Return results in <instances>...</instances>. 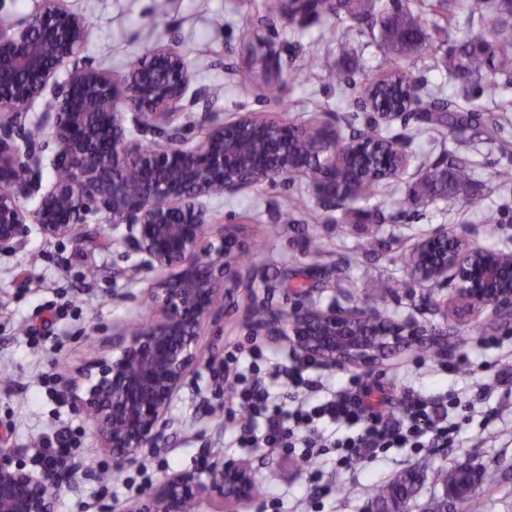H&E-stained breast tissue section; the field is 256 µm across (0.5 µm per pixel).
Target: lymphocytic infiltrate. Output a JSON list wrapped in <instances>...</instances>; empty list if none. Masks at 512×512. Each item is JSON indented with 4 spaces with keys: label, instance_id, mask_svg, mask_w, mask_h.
Segmentation results:
<instances>
[{
    "label": "lymphocytic infiltrate",
    "instance_id": "f902f5d3",
    "mask_svg": "<svg viewBox=\"0 0 512 512\" xmlns=\"http://www.w3.org/2000/svg\"><path fill=\"white\" fill-rule=\"evenodd\" d=\"M289 382L295 389V407L281 411L273 402L271 386ZM315 384L306 380L301 367H289L287 374L273 373L270 379L235 371L228 390L244 414L239 425L241 446L289 452L303 448L306 457L320 456L324 449L340 450L339 462L352 469L361 461H375L390 448H407L413 454L440 446L451 447L461 431L457 422L434 414L438 395L413 393L397 423L386 422L379 401L367 390L345 386L331 390L327 399L313 405L308 392ZM350 426L344 436L326 432L325 423Z\"/></svg>",
    "mask_w": 512,
    "mask_h": 512
}]
</instances>
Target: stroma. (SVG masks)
<instances>
[{
	"label": "stroma",
	"mask_w": 512,
	"mask_h": 512,
	"mask_svg": "<svg viewBox=\"0 0 512 512\" xmlns=\"http://www.w3.org/2000/svg\"><path fill=\"white\" fill-rule=\"evenodd\" d=\"M62 5L91 24L79 65L121 75L153 47L169 46L185 57L193 72L191 86L203 93L193 112L207 111L223 122L245 112L338 128L353 114L367 121V113L357 112L337 89L336 73L349 70L360 82L381 76L395 63L370 31L340 27L332 33L324 20L310 19L290 36L284 20L260 23L248 0H63ZM341 41L346 44L342 50L337 47ZM270 47L278 53L279 76L285 81L279 105L262 98V58ZM443 56L439 50L398 63L428 87L459 97L462 90L449 79ZM312 57L323 61V69H305ZM247 70L253 79L240 84L239 74ZM458 142L479 162L469 189L407 204L417 169L445 161L449 147ZM406 153L404 173L375 199L329 210L306 190L301 204L316 212L325 248L319 257L305 254L296 226L277 221L293 186L305 185L304 177L291 185L265 182L234 195L208 196L202 204L215 227H237L253 287L273 307L284 306L285 288L297 272L308 282L326 284V292L314 296L317 307L334 302L373 307L386 296L392 278L408 277L409 246L443 225L468 226L478 246L512 250V182L497 177L498 144L483 127L466 128L443 141L421 135ZM126 235L124 225L91 220L76 236L46 239L33 230L17 247L0 250V446L12 449L15 463L28 470L33 449L47 447L50 437L73 435L66 467L76 475L57 494L55 512H125L137 485L155 488L170 474L196 470L198 461L216 453L252 465L262 493L242 512H264L277 496L283 499L280 512H367L372 487L417 462V455L394 448L350 472L338 465L335 452H327L315 462L320 485L329 489L324 495L314 493L307 471L297 469L296 455L226 447L224 430L237 425L238 409L215 389L210 360L238 345H256L260 369L268 373L293 357L287 343L250 333L240 319L246 298L238 292L223 300V331L208 326L201 333V362L172 400L166 447L144 451L134 463L115 469L91 432V419L74 411L69 391L88 362L111 353L117 329L153 317L148 304L159 275L135 272L144 256ZM448 293L442 286L412 283L389 298L385 315L447 327L452 357L467 359L468 371H443L441 358L408 348L373 371L319 367L311 376L339 383L361 379L376 396L387 397L386 409L394 418L401 415L407 390L447 394L443 411L466 426L459 446L432 449L433 466L469 465L478 475V512H512V334L488 329L485 315L472 324L425 310L426 296L442 300ZM476 325L483 327V335L473 334ZM485 382L492 391L477 398L475 391Z\"/></svg>",
	"instance_id": "stroma-1"
}]
</instances>
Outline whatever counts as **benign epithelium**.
<instances>
[{"label": "benign epithelium", "instance_id": "obj_1", "mask_svg": "<svg viewBox=\"0 0 512 512\" xmlns=\"http://www.w3.org/2000/svg\"><path fill=\"white\" fill-rule=\"evenodd\" d=\"M89 35L86 21L43 0V10L25 27H0V181L11 186L0 193V249L19 244L28 225L46 237L73 235L90 215L127 224L138 252L151 268L163 272L154 289L155 318L135 330H118L112 355L89 363L83 384L72 392L78 409L93 418V434L115 466L138 458L145 450L166 447L164 418L174 395L186 384L199 360L198 337L207 324L220 326L219 292L253 288L243 277L236 254L239 240L230 230L210 240L212 220L199 199L214 191L234 194L288 175L290 123L267 122L264 150L243 156L232 131L261 124L249 113L231 122L202 124L203 137L188 144L184 100L190 86L189 66L176 50L159 46L132 64L123 77L92 67H76L63 82L59 68L76 58ZM56 165L72 177L55 181L41 194L36 209L23 200L33 188L29 179L39 164L38 136L26 130L29 105L46 89ZM135 110L134 129L123 109ZM157 139L146 152L135 151L132 132ZM345 146L332 140L322 158L330 181L343 166ZM148 174L137 196L125 182L132 167ZM479 248L471 232L439 229L419 240L410 273L424 283H454L459 312H487L512 327V285L503 289L496 265L476 262ZM224 285L220 290L214 284ZM314 286L289 289V307L271 311L261 322L245 317L250 328L288 341L302 356L322 365L376 368L392 353L414 343L435 350L448 347V330L409 318L389 321L388 331L371 329L370 308L334 304L322 310L313 303ZM11 449L0 448V512H55V496L63 482L51 470L39 473L12 466ZM250 466L221 457L205 474L168 477L151 492L139 495L128 512H184L187 503H208L224 512L253 497Z\"/></svg>", "mask_w": 512, "mask_h": 512}]
</instances>
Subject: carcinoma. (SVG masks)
<instances>
[{
	"mask_svg": "<svg viewBox=\"0 0 512 512\" xmlns=\"http://www.w3.org/2000/svg\"><path fill=\"white\" fill-rule=\"evenodd\" d=\"M460 7L468 16H476L488 25V32L468 36L448 56L449 76L472 91L467 97L468 105L445 97L439 90L426 88L416 77L404 78L397 73L382 80L373 78L357 83L339 72L337 84L349 91L357 103L371 101L382 112H401L410 104L426 122L451 129L482 125L489 128L490 134H496L499 124L474 98L498 95L502 86L496 80L497 74L512 68V0H461ZM343 11L359 24L378 27L383 49L402 57L414 58L428 51L441 30L436 22L429 32L410 10L395 7L388 12L378 7L377 0H311L305 14L318 18L323 14L338 16ZM356 137L359 141L345 167L336 172L335 199L331 202V207L336 209L358 196L372 195L387 177L384 155L401 151L397 137H384L371 126L357 131ZM321 143L320 133L313 129L308 137L295 142L294 154L306 157L308 168L313 170ZM474 175L475 169L470 164L455 159L449 162L446 173L437 167L421 168L411 200L446 196L466 186ZM430 472L435 483L450 496L458 494L470 482V473L459 466L435 469L430 457L425 455L394 481L372 487L369 512L407 508L419 482Z\"/></svg>",
	"mask_w": 512,
	"mask_h": 512,
	"instance_id": "1",
	"label": "carcinoma"
}]
</instances>
